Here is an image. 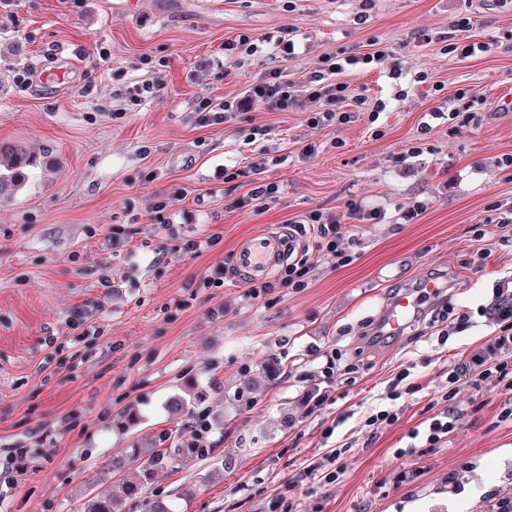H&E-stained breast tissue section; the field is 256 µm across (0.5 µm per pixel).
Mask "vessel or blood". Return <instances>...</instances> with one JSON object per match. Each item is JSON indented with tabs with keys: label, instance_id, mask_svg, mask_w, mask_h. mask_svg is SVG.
I'll return each mask as SVG.
<instances>
[{
	"label": "vessel or blood",
	"instance_id": "b4317fda",
	"mask_svg": "<svg viewBox=\"0 0 512 512\" xmlns=\"http://www.w3.org/2000/svg\"><path fill=\"white\" fill-rule=\"evenodd\" d=\"M293 245L288 234L278 227H268L241 241L230 266L232 280L240 285L269 278L285 259ZM442 281L427 278L417 289L398 294L382 311L380 326L385 335H401L423 303L438 297Z\"/></svg>",
	"mask_w": 512,
	"mask_h": 512
}]
</instances>
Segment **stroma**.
I'll return each instance as SVG.
<instances>
[{
    "label": "stroma",
    "instance_id": "1",
    "mask_svg": "<svg viewBox=\"0 0 512 512\" xmlns=\"http://www.w3.org/2000/svg\"><path fill=\"white\" fill-rule=\"evenodd\" d=\"M242 34L259 39L257 53L225 56ZM284 37L296 44L288 60L274 50ZM457 40L491 49L459 60L443 51ZM372 43L440 92L422 85L399 99L382 74H345L352 94L387 110L339 127L309 126L308 100L223 124L196 107L238 98L274 67L305 80L323 56ZM145 56L162 64L165 87L125 110ZM509 90L512 0H0V141L50 155L0 200V512H78L85 490L121 495L102 467L132 443H158L171 426L165 403L192 374L221 421L201 440L213 456L147 485L171 512H267L276 497L292 512H481L512 499V419L496 392L461 388L454 432L429 448L409 438L447 409L449 365L491 324L444 344L431 307L395 339L376 324L384 302L421 279L449 283L451 302L474 311L512 276L497 227L512 206V112L497 104ZM435 106L454 118L422 129ZM309 143L318 151L306 158ZM228 170L238 178L225 181ZM269 182L275 198L240 207ZM180 188L188 195L165 210L168 226L150 222ZM417 201L425 211L405 221ZM351 203L385 215L350 226L351 265L333 268L309 238L290 253L314 265L307 288L253 304L233 282L202 287L242 237ZM212 233L217 246L184 251ZM77 314L89 335L72 330ZM327 352L351 367L349 380L323 381ZM272 356L283 364L273 381L262 376ZM406 367L416 390L390 400ZM245 373L259 382L235 396ZM387 406L398 421L367 427ZM130 411L139 421L129 427Z\"/></svg>",
    "mask_w": 512,
    "mask_h": 512
}]
</instances>
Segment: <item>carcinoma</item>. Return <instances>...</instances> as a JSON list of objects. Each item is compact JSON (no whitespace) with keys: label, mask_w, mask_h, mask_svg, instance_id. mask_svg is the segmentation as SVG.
Wrapping results in <instances>:
<instances>
[{"label":"carcinoma","mask_w":512,"mask_h":512,"mask_svg":"<svg viewBox=\"0 0 512 512\" xmlns=\"http://www.w3.org/2000/svg\"><path fill=\"white\" fill-rule=\"evenodd\" d=\"M36 160L23 149L11 143L0 142V196H8L18 192L28 182L30 171ZM202 395L191 398L176 396L169 402L170 410L189 421L197 422L203 417L199 410ZM177 440L172 448H133L130 453L114 458L105 466V473L125 476L123 496L116 499L110 496L88 494L87 499L79 505V512H127L126 506L133 500L141 501L143 512H170L161 500L141 498V491L151 480L159 468L174 469L189 458H199L209 454L210 449L190 447L185 441L179 440V434L165 432L162 441Z\"/></svg>","instance_id":"obj_1"}]
</instances>
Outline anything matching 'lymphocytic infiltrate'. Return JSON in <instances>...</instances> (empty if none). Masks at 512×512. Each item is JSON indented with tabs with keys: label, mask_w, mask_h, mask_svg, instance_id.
I'll list each match as a JSON object with an SVG mask.
<instances>
[{
	"label": "lymphocytic infiltrate",
	"mask_w": 512,
	"mask_h": 512,
	"mask_svg": "<svg viewBox=\"0 0 512 512\" xmlns=\"http://www.w3.org/2000/svg\"><path fill=\"white\" fill-rule=\"evenodd\" d=\"M385 50L376 49L357 53L328 54L321 58L317 70L307 80L297 81L284 69H273L259 81L251 84L242 98L219 101L202 98L198 106L206 110L212 123L222 124L236 113L263 105L285 111L297 107L302 100L321 101L320 111L310 113L308 123L316 127L341 126L355 118L356 113L348 105L349 85L345 73L353 70H371L388 65V76L400 79L404 72L399 64L388 61ZM290 229L298 236H311L317 242L322 257L333 267L351 264L353 257L342 247L346 226L340 215L320 211L309 213L305 220L293 221ZM311 264L298 261L286 265L277 278L250 283L244 292L253 303L262 301L279 288L301 289L309 285ZM494 324L491 336L472 353L462 357L448 369V394L456 396L463 386H486L502 397L505 416H512V282H498L493 289V301L484 310Z\"/></svg>",
	"instance_id": "lymphocytic-infiltrate-1"
}]
</instances>
